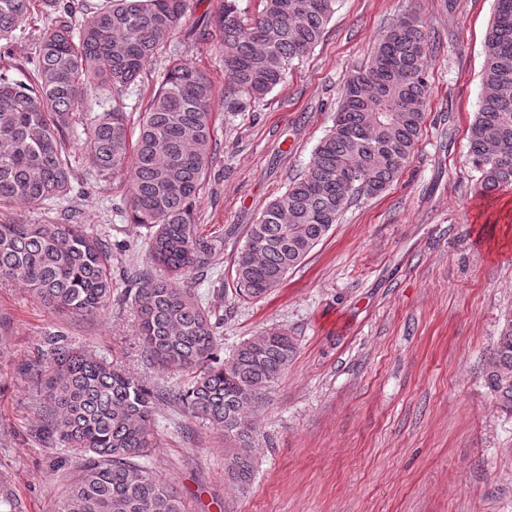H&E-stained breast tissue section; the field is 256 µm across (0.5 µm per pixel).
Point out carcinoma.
<instances>
[{
  "mask_svg": "<svg viewBox=\"0 0 512 512\" xmlns=\"http://www.w3.org/2000/svg\"><path fill=\"white\" fill-rule=\"evenodd\" d=\"M33 0H0V41L31 37L27 83L0 71V207L52 206L73 190L67 135L90 92L112 100L91 125L89 150L101 176L131 169L126 209L152 229L149 256L163 274L136 269L127 293L135 308L141 356L186 378L157 390L106 355L48 334L47 359L24 373L42 400L41 432L73 466L57 512H185L177 490L148 466L158 402L224 432V482L245 489L265 441L257 416L288 369L297 339L285 329L251 336L219 355L220 322L180 282L220 264L224 237L204 236L195 200L217 152L212 85L178 59L160 80L131 139L122 93L147 62L170 49L190 0H43L54 22L34 29ZM336 0H259L247 14L224 0L216 28L224 48V110L241 112L280 84L307 56ZM429 32L402 17L366 66L344 81L333 126L305 170L248 227L234 260L235 298L257 300L279 288L326 236L351 201L377 195L400 175L415 149L428 104ZM470 159L485 193L512 189V0H495L486 37L482 93L469 127ZM0 223V284H21L47 309L94 316L112 299V244L76 224ZM485 385L512 414V309L485 368ZM0 512H20L0 477Z\"/></svg>",
  "mask_w": 512,
  "mask_h": 512,
  "instance_id": "cac0c4a2",
  "label": "carcinoma"
}]
</instances>
